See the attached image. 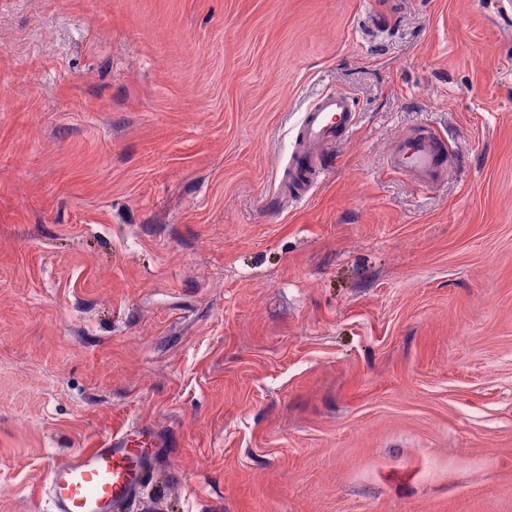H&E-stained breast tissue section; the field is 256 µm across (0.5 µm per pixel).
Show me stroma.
Segmentation results:
<instances>
[{
    "label": "stroma",
    "instance_id": "1",
    "mask_svg": "<svg viewBox=\"0 0 512 512\" xmlns=\"http://www.w3.org/2000/svg\"><path fill=\"white\" fill-rule=\"evenodd\" d=\"M500 0H0V512L131 422V512H512ZM357 103L303 206L301 112ZM456 166L417 189L395 136ZM389 167L428 189L448 178L453 166L447 140L435 133L414 131L398 135L387 154Z\"/></svg>",
    "mask_w": 512,
    "mask_h": 512
}]
</instances>
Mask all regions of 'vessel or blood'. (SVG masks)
Wrapping results in <instances>:
<instances>
[{"mask_svg":"<svg viewBox=\"0 0 512 512\" xmlns=\"http://www.w3.org/2000/svg\"><path fill=\"white\" fill-rule=\"evenodd\" d=\"M357 123L354 102L344 91L323 93L302 112L278 199L307 202L322 181L330 149L349 137ZM387 161L423 189L446 180L453 166L446 139L425 131L398 135ZM166 446L158 432L139 423L73 452L46 474L42 493L50 512H128L159 480Z\"/></svg>","mask_w":512,"mask_h":512,"instance_id":"b4317fda","label":"vessel or blood"}]
</instances>
